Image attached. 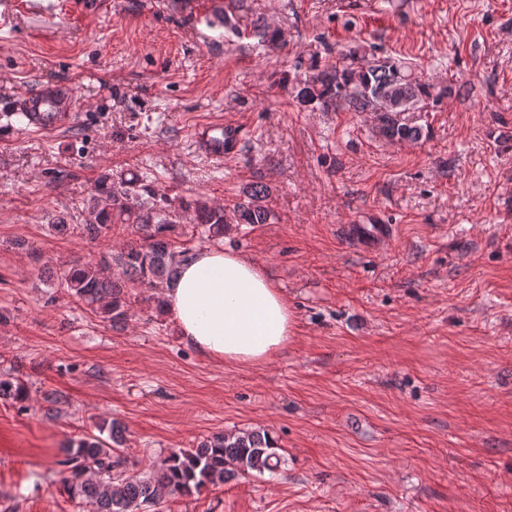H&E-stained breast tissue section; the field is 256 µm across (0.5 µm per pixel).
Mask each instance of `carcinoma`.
I'll return each mask as SVG.
<instances>
[{"label":"carcinoma","instance_id":"1","mask_svg":"<svg viewBox=\"0 0 512 512\" xmlns=\"http://www.w3.org/2000/svg\"><path fill=\"white\" fill-rule=\"evenodd\" d=\"M351 51L341 64L320 69L313 65L294 87V98L301 105L320 104L325 108L365 112L377 121L379 133L395 141H416L422 128L410 126L397 114L406 112L432 93V85L423 82L403 64L383 58L367 61ZM154 199L145 206L144 197ZM267 188L253 185L246 200L227 215L224 208L201 201H181L180 209L189 214L190 223L208 239L224 237L229 224H266L270 209L264 205ZM84 224L80 230L96 239L108 233L114 224H128L137 239L101 257L98 261L75 263L57 276L58 286L70 296L103 314L112 325L128 322L125 282H139L147 289H159L173 279L179 266L188 260L192 248L172 241L177 220L168 198H156L154 189L135 174L103 176L85 204ZM121 270L115 276L113 269ZM28 390L10 373H0V400L22 401ZM98 435L82 437L69 445L65 458L58 461L59 475L69 495L85 502L90 512H150L160 498L190 496L209 485L222 484L238 473L255 471L274 475L282 456L275 441L265 430L217 433L192 449L174 450L155 473H132L120 453L125 430L116 421L100 426Z\"/></svg>","mask_w":512,"mask_h":512}]
</instances>
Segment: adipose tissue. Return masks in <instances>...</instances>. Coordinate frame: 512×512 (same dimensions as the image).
<instances>
[{"instance_id": "1", "label": "adipose tissue", "mask_w": 512, "mask_h": 512, "mask_svg": "<svg viewBox=\"0 0 512 512\" xmlns=\"http://www.w3.org/2000/svg\"><path fill=\"white\" fill-rule=\"evenodd\" d=\"M160 294L182 340L214 364H265L294 333L279 284L258 261L220 246L182 263Z\"/></svg>"}]
</instances>
